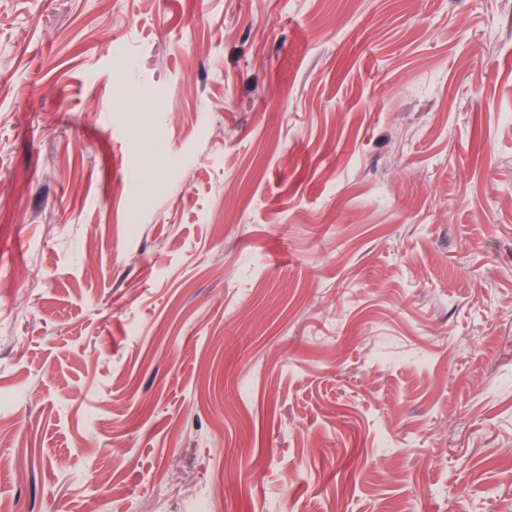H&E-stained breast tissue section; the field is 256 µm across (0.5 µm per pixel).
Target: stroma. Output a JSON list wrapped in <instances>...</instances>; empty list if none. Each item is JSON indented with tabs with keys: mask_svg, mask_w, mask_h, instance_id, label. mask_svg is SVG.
I'll use <instances>...</instances> for the list:
<instances>
[{
	"mask_svg": "<svg viewBox=\"0 0 512 512\" xmlns=\"http://www.w3.org/2000/svg\"><path fill=\"white\" fill-rule=\"evenodd\" d=\"M8 512H512V0H0Z\"/></svg>",
	"mask_w": 512,
	"mask_h": 512,
	"instance_id": "35a3bbf8",
	"label": "stroma"
}]
</instances>
